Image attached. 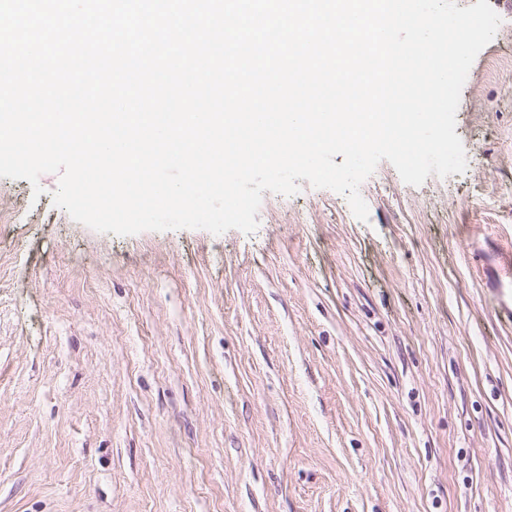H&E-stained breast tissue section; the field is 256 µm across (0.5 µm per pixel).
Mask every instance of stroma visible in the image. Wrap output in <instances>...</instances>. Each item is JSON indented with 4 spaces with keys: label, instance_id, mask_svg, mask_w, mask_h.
<instances>
[{
    "label": "stroma",
    "instance_id": "1",
    "mask_svg": "<svg viewBox=\"0 0 512 512\" xmlns=\"http://www.w3.org/2000/svg\"><path fill=\"white\" fill-rule=\"evenodd\" d=\"M464 173L100 233L0 178V512H512V0ZM41 195H34V187Z\"/></svg>",
    "mask_w": 512,
    "mask_h": 512
}]
</instances>
